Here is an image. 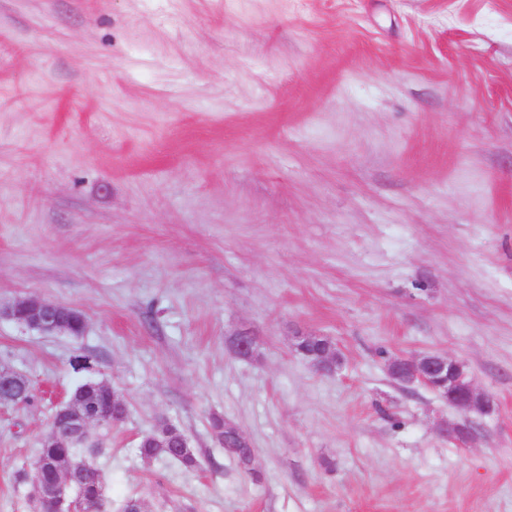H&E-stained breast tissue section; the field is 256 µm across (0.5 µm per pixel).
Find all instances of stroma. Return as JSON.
<instances>
[{
	"instance_id": "obj_1",
	"label": "stroma",
	"mask_w": 512,
	"mask_h": 512,
	"mask_svg": "<svg viewBox=\"0 0 512 512\" xmlns=\"http://www.w3.org/2000/svg\"><path fill=\"white\" fill-rule=\"evenodd\" d=\"M24 297L86 330L0 320L34 395L0 406V512H35L14 475L88 379L127 406L107 512H512V0H0V304ZM424 352L495 412L392 381ZM165 420L198 468L138 456ZM321 340H316L310 344H308L307 349L308 351H316L320 352V346H321ZM305 343L300 345H295V347L299 350V352L307 354V356L310 357V361L308 364L318 373L320 374H334L336 372V362L335 357H339V351L336 349V356L334 351L328 350L325 348L324 351L312 354L307 352L306 350L302 349V347H305ZM210 428L213 436L215 437L221 447L224 449L230 457L235 459L238 465L249 474H255V462L252 453L246 454L242 451L240 446L241 442L234 428L230 427V424L224 422V418L218 415H214L210 418ZM224 444L227 448L224 447Z\"/></svg>"
}]
</instances>
